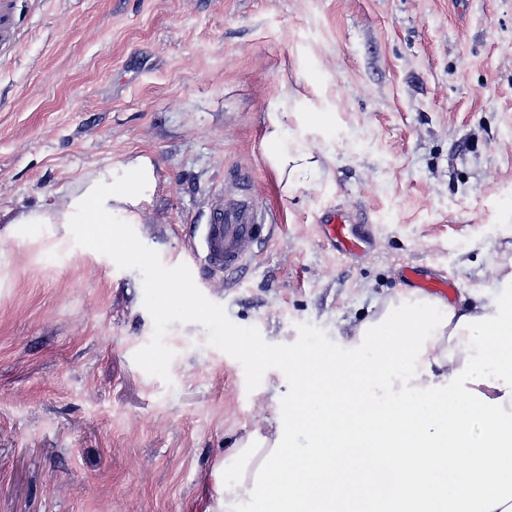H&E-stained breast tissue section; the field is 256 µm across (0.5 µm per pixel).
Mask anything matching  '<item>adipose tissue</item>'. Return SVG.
Wrapping results in <instances>:
<instances>
[{
  "label": "adipose tissue",
  "instance_id": "1",
  "mask_svg": "<svg viewBox=\"0 0 512 512\" xmlns=\"http://www.w3.org/2000/svg\"><path fill=\"white\" fill-rule=\"evenodd\" d=\"M267 157L283 192L324 164L272 121ZM153 170L130 164L72 210L86 224L126 214ZM269 436L224 457V512H512V257L468 307L416 291L390 298L335 353L306 351ZM321 398L304 396V366Z\"/></svg>",
  "mask_w": 512,
  "mask_h": 512
}]
</instances>
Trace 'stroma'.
<instances>
[{
	"label": "stroma",
	"mask_w": 512,
	"mask_h": 512,
	"mask_svg": "<svg viewBox=\"0 0 512 512\" xmlns=\"http://www.w3.org/2000/svg\"><path fill=\"white\" fill-rule=\"evenodd\" d=\"M0 53V512H224L226 448L267 433L284 375L247 391L198 324H171V380L135 353L153 334L142 277L75 245L62 214L99 172L144 159L132 227L165 266L218 189L252 186L280 224L241 284L202 270L230 320L290 344L332 341L425 266L471 298L512 252V0H16ZM333 116L304 136L321 177L283 194L266 159L281 108ZM369 224L366 256L317 228ZM39 212L41 223H25ZM318 225L322 237L344 257H357L371 248L368 224H353L351 216L343 210L324 213Z\"/></svg>",
	"instance_id": "1"
}]
</instances>
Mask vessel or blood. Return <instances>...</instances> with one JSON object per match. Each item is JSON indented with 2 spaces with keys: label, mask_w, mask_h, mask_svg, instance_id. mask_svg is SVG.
<instances>
[{
  "label": "vessel or blood",
  "mask_w": 512,
  "mask_h": 512,
  "mask_svg": "<svg viewBox=\"0 0 512 512\" xmlns=\"http://www.w3.org/2000/svg\"><path fill=\"white\" fill-rule=\"evenodd\" d=\"M238 177L244 185L243 190L232 196L220 191L212 194L207 221L194 225L187 246L191 261L215 279L244 276L254 265L256 245L274 232L273 225L265 221L263 202L247 190L254 181V172L243 168ZM319 228L322 237L344 257H357L371 248L366 225L353 223L343 210L324 213ZM404 276L417 280L419 288L431 294L444 295L454 288L453 282L445 276L436 274L423 279L412 267L405 269Z\"/></svg>",
  "instance_id": "vessel-or-blood-1"
}]
</instances>
